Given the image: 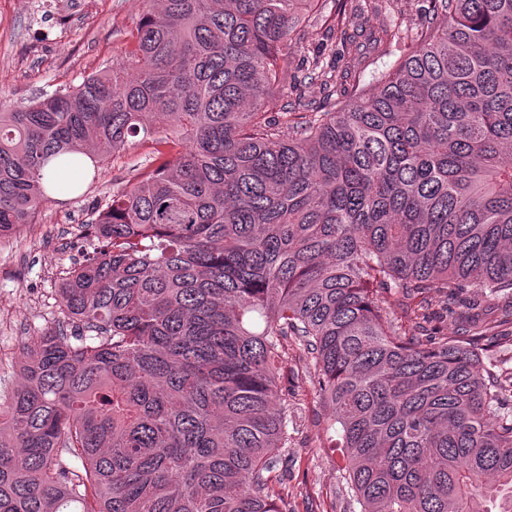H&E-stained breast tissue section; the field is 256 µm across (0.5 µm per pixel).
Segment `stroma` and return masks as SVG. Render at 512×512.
Here are the masks:
<instances>
[{
    "label": "stroma",
    "instance_id": "35a3bbf8",
    "mask_svg": "<svg viewBox=\"0 0 512 512\" xmlns=\"http://www.w3.org/2000/svg\"><path fill=\"white\" fill-rule=\"evenodd\" d=\"M347 7L364 32L391 18L418 23L425 0H348ZM142 0H0V108L19 109L44 93L79 85L83 78L119 60L131 45V33L142 11ZM326 37L309 32L295 48L288 67L296 71L315 56L341 73L334 90L321 81L289 85L288 99L315 106L346 99L352 82L344 70L357 71L362 83L402 56L405 45L379 55L370 49L324 55ZM148 149L134 144L119 155H104L96 177L85 180L69 199L50 200L30 229L0 237V399L22 381L21 346L33 336L57 327L59 290L83 249V236L96 206L113 189L135 177ZM288 410L292 438L281 452L276 472L288 493L291 512H361L342 477V452L331 449L323 432L330 412L320 403L306 374L304 353L288 346Z\"/></svg>",
    "mask_w": 512,
    "mask_h": 512
}]
</instances>
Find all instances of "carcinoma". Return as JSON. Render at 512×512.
Masks as SVG:
<instances>
[{
	"instance_id": "obj_1",
	"label": "carcinoma",
	"mask_w": 512,
	"mask_h": 512,
	"mask_svg": "<svg viewBox=\"0 0 512 512\" xmlns=\"http://www.w3.org/2000/svg\"><path fill=\"white\" fill-rule=\"evenodd\" d=\"M144 2L120 61L0 110V236L79 189L51 161L86 176L140 136L150 162L85 225L65 326L22 346L0 512H288L290 339L361 512H512V371L448 335V300L512 297V0L383 25L371 49L410 52L300 119L297 28L358 46L345 0Z\"/></svg>"
}]
</instances>
